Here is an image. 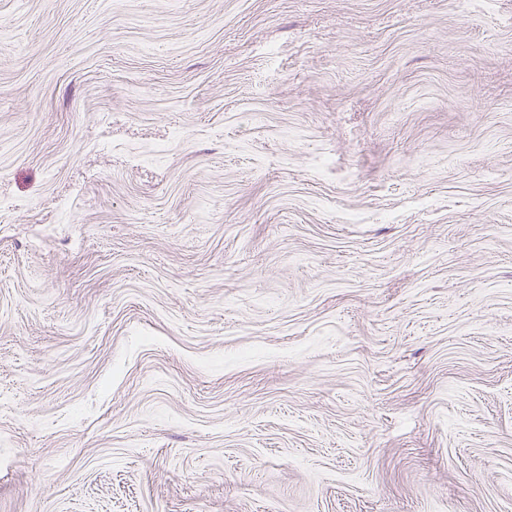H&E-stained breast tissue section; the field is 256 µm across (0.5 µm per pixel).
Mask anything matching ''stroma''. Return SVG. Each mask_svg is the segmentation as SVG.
<instances>
[{"instance_id": "35a3bbf8", "label": "stroma", "mask_w": 512, "mask_h": 512, "mask_svg": "<svg viewBox=\"0 0 512 512\" xmlns=\"http://www.w3.org/2000/svg\"><path fill=\"white\" fill-rule=\"evenodd\" d=\"M0 512H512V0H0Z\"/></svg>"}]
</instances>
